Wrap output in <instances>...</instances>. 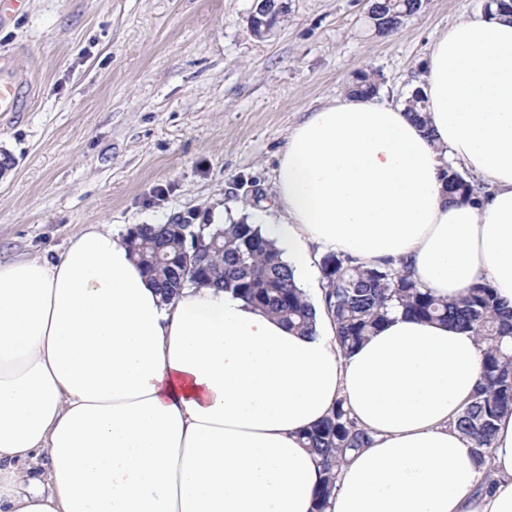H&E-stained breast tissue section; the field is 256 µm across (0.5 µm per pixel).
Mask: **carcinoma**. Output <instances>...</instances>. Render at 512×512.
<instances>
[{
	"mask_svg": "<svg viewBox=\"0 0 512 512\" xmlns=\"http://www.w3.org/2000/svg\"><path fill=\"white\" fill-rule=\"evenodd\" d=\"M372 2V20H383V25L376 26L382 34L397 31L422 5V0ZM379 92L380 85L368 73L357 75L348 87V95L361 99H372ZM406 104L413 119L425 124L421 92H414ZM445 188L448 199L462 201L476 198L479 190L476 181L451 166L445 173ZM125 242L167 301L187 283L209 286L234 294L302 334L314 331L315 308L296 287L281 251L245 217L229 224L185 220L136 225L128 230ZM321 275L326 312L345 354L377 332L396 311L472 333L482 351L480 378L454 426L471 440L478 465H487L494 453L496 421L512 411V307L500 301L487 282L473 284L459 299H439L400 263L365 266L343 253L326 254ZM302 439L321 468L314 512H327L348 456L367 447L372 437L338 400L328 416L304 431Z\"/></svg>",
	"mask_w": 512,
	"mask_h": 512,
	"instance_id": "carcinoma-1",
	"label": "carcinoma"
}]
</instances>
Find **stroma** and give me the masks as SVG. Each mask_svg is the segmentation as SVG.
<instances>
[{"mask_svg":"<svg viewBox=\"0 0 512 512\" xmlns=\"http://www.w3.org/2000/svg\"><path fill=\"white\" fill-rule=\"evenodd\" d=\"M487 0H424L391 35L367 0H26L0 56L32 78L0 113V259H57L88 225L277 221L274 175L291 129L358 73L405 102L441 31Z\"/></svg>","mask_w":512,"mask_h":512,"instance_id":"35a3bbf8","label":"stroma"}]
</instances>
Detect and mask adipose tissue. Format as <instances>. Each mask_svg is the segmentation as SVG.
Segmentation results:
<instances>
[{"label": "adipose tissue", "instance_id": "obj_1", "mask_svg": "<svg viewBox=\"0 0 512 512\" xmlns=\"http://www.w3.org/2000/svg\"><path fill=\"white\" fill-rule=\"evenodd\" d=\"M423 92L422 125L352 97L299 122L267 234L302 289L325 250L404 262L441 299L486 280L512 307V15L444 31ZM450 166L486 196L450 201ZM313 304L303 336L212 287L163 303L94 224L56 260L0 261V512H312L321 474L298 435L339 399L374 442L329 512H512V412L489 489L450 425L479 380L474 336L395 314L346 356ZM42 455L45 475L25 480Z\"/></svg>", "mask_w": 512, "mask_h": 512}]
</instances>
